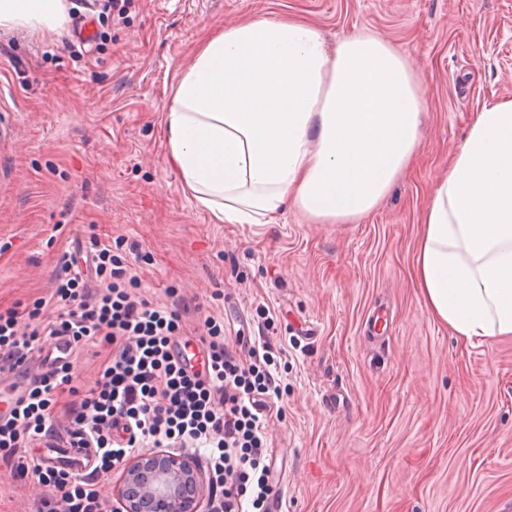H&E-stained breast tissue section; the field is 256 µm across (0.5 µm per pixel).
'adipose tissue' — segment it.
I'll return each mask as SVG.
<instances>
[{
	"mask_svg": "<svg viewBox=\"0 0 512 512\" xmlns=\"http://www.w3.org/2000/svg\"><path fill=\"white\" fill-rule=\"evenodd\" d=\"M65 0H0V29L60 30ZM423 105L409 63L358 34L328 55L301 20L225 27L179 69L168 163L215 224H320L369 214L416 159ZM414 283L462 341L512 336V100L478 112L421 219Z\"/></svg>",
	"mask_w": 512,
	"mask_h": 512,
	"instance_id": "adipose-tissue-1",
	"label": "adipose tissue"
}]
</instances>
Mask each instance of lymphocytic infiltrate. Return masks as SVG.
<instances>
[{"label":"lymphocytic infiltrate","instance_id":"lymphocytic-infiltrate-1","mask_svg":"<svg viewBox=\"0 0 512 512\" xmlns=\"http://www.w3.org/2000/svg\"><path fill=\"white\" fill-rule=\"evenodd\" d=\"M137 252L134 243L123 253L91 241L85 258H64L50 298L24 315L0 312V372L18 370L47 338L67 337L76 349L100 338L111 345L94 385L68 409L77 435L99 450L93 471L72 480L41 470L32 454L55 430L58 395L74 388L69 364L31 382L0 417V462L12 476L33 473L52 487L38 512H107L98 485L115 465L148 448H190L205 460L207 512H269L266 424L284 393L273 346L262 341L240 358L223 318L209 316L200 335L207 375L178 367L169 346L182 333L184 310L137 295L130 261Z\"/></svg>","mask_w":512,"mask_h":512}]
</instances>
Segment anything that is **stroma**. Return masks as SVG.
<instances>
[{
    "label": "stroma",
    "instance_id": "stroma-1",
    "mask_svg": "<svg viewBox=\"0 0 512 512\" xmlns=\"http://www.w3.org/2000/svg\"><path fill=\"white\" fill-rule=\"evenodd\" d=\"M59 31L0 30V312L47 296L66 253L138 242L142 293L190 306L249 341L265 318L286 387L268 427L285 512H512V338L465 344L413 282L417 237L482 106L512 99V0H133ZM301 17L328 49L377 35L409 62L424 100L418 164L371 214L317 224H215L167 163L161 112L199 41L242 21ZM35 476L0 466V512H35Z\"/></svg>",
    "mask_w": 512,
    "mask_h": 512
}]
</instances>
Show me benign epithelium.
<instances>
[{
  "label": "benign epithelium",
  "mask_w": 512,
  "mask_h": 512,
  "mask_svg": "<svg viewBox=\"0 0 512 512\" xmlns=\"http://www.w3.org/2000/svg\"><path fill=\"white\" fill-rule=\"evenodd\" d=\"M205 485L190 454L150 452L126 468L116 512H200Z\"/></svg>",
  "instance_id": "obj_1"
}]
</instances>
